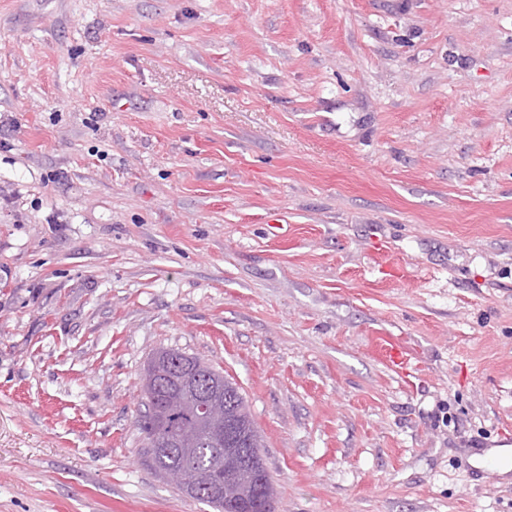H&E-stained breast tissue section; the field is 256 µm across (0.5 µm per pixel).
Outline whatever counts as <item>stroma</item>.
I'll list each match as a JSON object with an SVG mask.
<instances>
[{
	"instance_id": "1",
	"label": "stroma",
	"mask_w": 512,
	"mask_h": 512,
	"mask_svg": "<svg viewBox=\"0 0 512 512\" xmlns=\"http://www.w3.org/2000/svg\"><path fill=\"white\" fill-rule=\"evenodd\" d=\"M162 349L276 512H512V0H0V512H212ZM231 384L235 386L234 393L232 394V397L235 398L237 393L239 396L236 397V399L239 400L240 404H242L243 413L240 415V417L235 418V424L232 429V433L230 434V438L233 436V444L236 448H251V452L255 456H260L259 448H262V436L257 429L250 413L246 409V405L244 402V398L242 394L239 391V387L235 382L231 381ZM253 445H256L257 448H254ZM214 448L207 439H200L195 453L191 458L185 456L179 448H169L167 451L147 458V465L155 472L168 470H190L192 472H205L213 456ZM486 451L482 461V474L485 479L499 481L503 463L512 460V448H488ZM254 465L258 469H261L263 476L261 478H258V480L263 478L264 483L259 484L256 482L254 486L250 489L249 502L251 503L252 506H255L256 504H254V502L259 501V504H257L256 506L267 507L268 510L265 512H274L273 509H275V507L272 506V502L274 499V488L272 485L273 483L266 468L263 465L261 457L260 459L258 458L254 462ZM164 476L173 480L175 482L176 486L178 487V489L183 494H185L189 497H191V496L204 497L207 495H209L211 497H216V496L222 497V495H224L225 492L227 491V486L224 485V476L218 477L206 493L200 492L195 486L194 479H192L190 476H188L184 472H179V471L169 472V473L165 474Z\"/></svg>"
}]
</instances>
